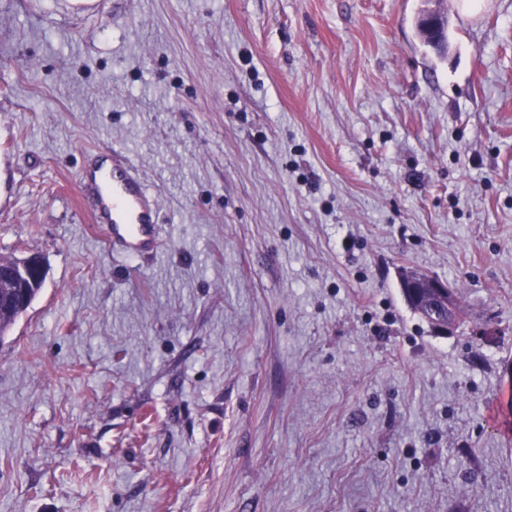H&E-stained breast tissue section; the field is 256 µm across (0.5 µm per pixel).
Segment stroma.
I'll use <instances>...</instances> for the list:
<instances>
[{
	"label": "stroma",
	"instance_id": "stroma-1",
	"mask_svg": "<svg viewBox=\"0 0 512 512\" xmlns=\"http://www.w3.org/2000/svg\"><path fill=\"white\" fill-rule=\"evenodd\" d=\"M114 148L156 260L82 204ZM32 253L0 512H512V0H0V255ZM420 288H429L433 294L440 297L445 304L448 306V318H441L438 316L436 311V307L434 305L425 304L423 310H421L420 315L428 321L433 322L436 328L443 332H448V330L452 329L457 320L453 315H450L449 311L452 309L451 307V289L448 286V283L436 278L429 277L421 280ZM447 298V299H446Z\"/></svg>",
	"mask_w": 512,
	"mask_h": 512
}]
</instances>
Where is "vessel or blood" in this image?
<instances>
[{"mask_svg": "<svg viewBox=\"0 0 512 512\" xmlns=\"http://www.w3.org/2000/svg\"><path fill=\"white\" fill-rule=\"evenodd\" d=\"M82 193L96 201L93 220L107 225L122 250L134 256H154L158 241L159 203L124 152L112 151L83 169L79 176Z\"/></svg>", "mask_w": 512, "mask_h": 512, "instance_id": "1", "label": "vessel or blood"}]
</instances>
